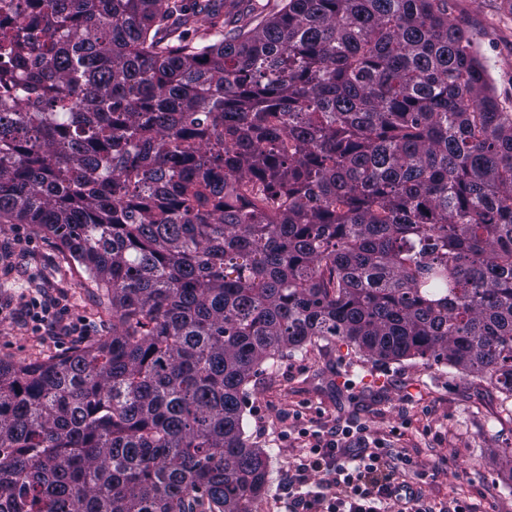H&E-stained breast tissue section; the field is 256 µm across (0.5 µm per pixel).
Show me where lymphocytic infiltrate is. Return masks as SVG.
I'll return each instance as SVG.
<instances>
[{
  "label": "lymphocytic infiltrate",
  "instance_id": "f902f5d3",
  "mask_svg": "<svg viewBox=\"0 0 512 512\" xmlns=\"http://www.w3.org/2000/svg\"><path fill=\"white\" fill-rule=\"evenodd\" d=\"M298 454L288 463L277 499L284 512H436L406 473L409 457L392 465V450L360 424L284 432Z\"/></svg>",
  "mask_w": 512,
  "mask_h": 512
}]
</instances>
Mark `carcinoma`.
<instances>
[{
	"label": "carcinoma",
	"instance_id": "obj_1",
	"mask_svg": "<svg viewBox=\"0 0 512 512\" xmlns=\"http://www.w3.org/2000/svg\"><path fill=\"white\" fill-rule=\"evenodd\" d=\"M31 2L0 20V224L112 335L0 358V512H253L246 385L321 342L512 399V111L448 0Z\"/></svg>",
	"mask_w": 512,
	"mask_h": 512
}]
</instances>
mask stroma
<instances>
[{"label": "stroma", "instance_id": "1", "mask_svg": "<svg viewBox=\"0 0 512 512\" xmlns=\"http://www.w3.org/2000/svg\"><path fill=\"white\" fill-rule=\"evenodd\" d=\"M448 21L466 29L487 61L496 94L512 107V15L500 0H448ZM59 301L66 312L51 334L28 324L32 297ZM82 318L89 337L67 333ZM112 333V314L86 273L63 258L57 242L31 224H0V356L36 362ZM502 393L457 370L421 359L367 361L345 344L297 351L265 364L247 386L245 436L269 456L268 492L256 512H277L275 491L292 448L278 434L298 419L321 427L351 419L363 423L417 463L414 487L443 512L469 499L480 512H512V416Z\"/></svg>", "mask_w": 512, "mask_h": 512}]
</instances>
